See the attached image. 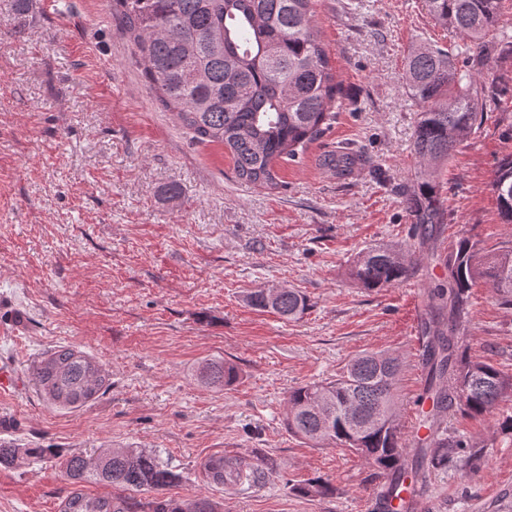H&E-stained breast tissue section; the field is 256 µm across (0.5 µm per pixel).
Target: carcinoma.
Masks as SVG:
<instances>
[{
  "instance_id": "cac0c4a2",
  "label": "carcinoma",
  "mask_w": 512,
  "mask_h": 512,
  "mask_svg": "<svg viewBox=\"0 0 512 512\" xmlns=\"http://www.w3.org/2000/svg\"><path fill=\"white\" fill-rule=\"evenodd\" d=\"M313 0H112L123 29L141 57L143 77L156 100L171 111L200 142L218 143L234 160L236 178L247 185L275 187L280 160H294L336 116L337 84L329 56L316 30ZM433 20L469 41L470 68L436 47L415 48L404 73L410 95L424 105L414 131L413 150L421 160L418 191L407 198L414 223L425 244L439 223L440 200L433 180L437 165L450 160L471 134L483 105L475 71L494 42L487 39L500 20V0H427ZM351 153H328L323 162L336 170L353 164ZM492 190L499 214L512 224V155L493 172ZM449 288L430 292L437 311L427 327L426 394L431 410L421 421L431 439L417 448L406 446L399 422L397 384L404 361L382 353L354 357L338 378L293 389L286 399L288 432L315 444L334 443L357 452L388 481V493L403 489L406 472L425 458L445 467L468 447L442 428L449 406L469 414L491 411L512 379L492 365L474 361L459 350L444 329L443 315L457 322L466 309L467 293L483 283L512 306V242L484 247L463 238L448 256ZM409 266L392 248L371 246L353 261L350 276L365 288H383L404 279ZM255 309L272 310L297 320L309 308L293 288L271 285L244 295ZM33 383L58 409L79 408L104 392L108 372L102 364L73 347L61 346L29 367ZM195 377L207 387L222 389L237 382L236 367L209 359ZM44 454L42 448L0 444V467L13 468ZM206 481L224 486V474L259 483L268 468L224 463L214 455L201 465ZM73 490L60 512H139L132 494L163 491L180 475L159 457L136 448H112L97 455H74L66 461ZM100 483L118 494L89 496L85 483ZM302 495L336 493L319 479L294 486ZM148 512H220L207 497H156Z\"/></svg>"
}]
</instances>
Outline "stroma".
<instances>
[{
    "mask_svg": "<svg viewBox=\"0 0 512 512\" xmlns=\"http://www.w3.org/2000/svg\"><path fill=\"white\" fill-rule=\"evenodd\" d=\"M336 72V118L275 188L240 183L227 149L194 141L155 101L112 0H0V363L20 370L61 346L109 372L107 390L77 410L49 405L32 383L0 395V442L45 454L0 468V512H59L72 485L65 462L106 448L156 453L181 480L169 496L207 497L222 512H371L382 485L352 449L289 433L294 388L335 379L363 352L405 367L401 425L426 385L412 339L432 318L429 293L460 239L512 241L491 187L512 154V0L484 69L472 133L436 173L440 222L420 245L407 198L419 160L422 107L408 93V52H458L463 37L432 20L426 0H313ZM348 144L346 175L321 163ZM404 249L399 283L368 289L347 272L367 247ZM279 284L309 300L302 318L252 309L247 291ZM457 334L472 360L512 376V308L491 288L468 293ZM239 371L232 387L196 381L207 359ZM512 392L491 412L450 407L449 435L469 446L427 468L425 512H512ZM227 454L268 466L265 481L207 484L202 462ZM319 478L334 496L295 485Z\"/></svg>",
    "mask_w": 512,
    "mask_h": 512,
    "instance_id": "stroma-1",
    "label": "stroma"
}]
</instances>
